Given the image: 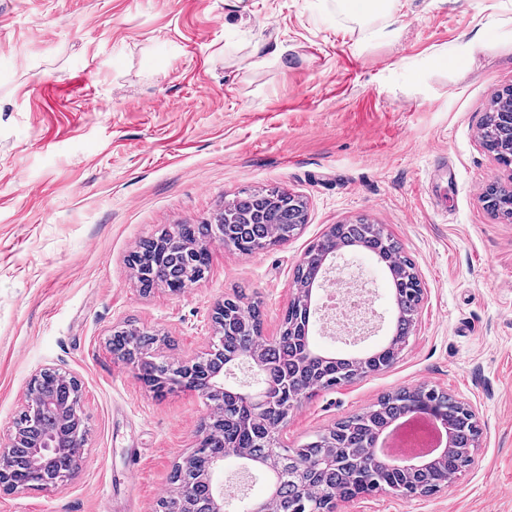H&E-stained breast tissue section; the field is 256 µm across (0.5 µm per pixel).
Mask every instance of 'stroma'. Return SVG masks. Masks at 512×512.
<instances>
[{
  "instance_id": "stroma-1",
  "label": "stroma",
  "mask_w": 512,
  "mask_h": 512,
  "mask_svg": "<svg viewBox=\"0 0 512 512\" xmlns=\"http://www.w3.org/2000/svg\"><path fill=\"white\" fill-rule=\"evenodd\" d=\"M383 22L334 0H0V434L45 367L80 381L87 428L66 482L0 491V512H159L209 408L195 391L157 394L113 355V331L152 333L157 360L191 361L216 307L242 293L260 301L263 335H279L308 247L359 218L398 242L424 300L393 365L301 397L281 445L433 388L476 414L470 465L436 493L361 494L336 512H512V219L482 198L512 186V167L480 137L512 87V0H400L399 36L371 38ZM475 37L472 59L433 65ZM263 41L288 44L287 61L250 66ZM266 189L306 203L288 243H212L185 292L141 290L136 246ZM345 258L383 319L350 343L317 320L310 341L361 358L394 334L393 288L373 254Z\"/></svg>"
}]
</instances>
